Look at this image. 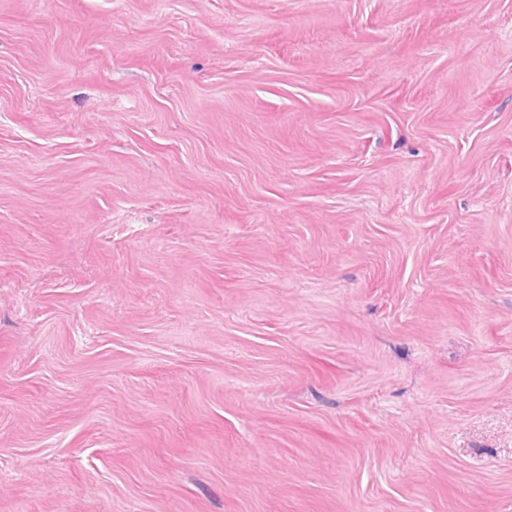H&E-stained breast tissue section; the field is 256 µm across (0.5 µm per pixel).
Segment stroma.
I'll use <instances>...</instances> for the list:
<instances>
[{"mask_svg":"<svg viewBox=\"0 0 512 512\" xmlns=\"http://www.w3.org/2000/svg\"><path fill=\"white\" fill-rule=\"evenodd\" d=\"M0 512H512V0H0Z\"/></svg>","mask_w":512,"mask_h":512,"instance_id":"1","label":"stroma"}]
</instances>
